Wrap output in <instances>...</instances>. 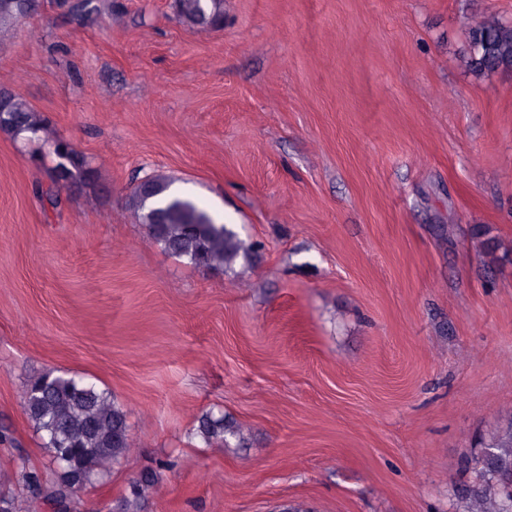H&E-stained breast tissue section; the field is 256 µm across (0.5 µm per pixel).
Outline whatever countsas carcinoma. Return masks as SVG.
I'll return each mask as SVG.
<instances>
[{
    "label": "carcinoma",
    "mask_w": 512,
    "mask_h": 512,
    "mask_svg": "<svg viewBox=\"0 0 512 512\" xmlns=\"http://www.w3.org/2000/svg\"><path fill=\"white\" fill-rule=\"evenodd\" d=\"M176 12L185 26L196 28L199 17L206 15L219 23L224 18V0H178ZM37 0H25L23 11L0 0V37L11 31L25 16L36 10ZM466 66L477 76L512 71V20L489 14L467 35ZM0 102L8 112L0 117V132L26 141L56 144L60 141L48 120L24 99L5 90ZM67 166V176L86 180L91 170L78 152ZM149 194L140 186L131 189L130 208L150 237L179 258L195 266L224 267L248 257L253 245L243 241L228 224H213V216L193 199L171 191V180L151 175L144 180ZM167 214V223H153L156 210ZM23 406L27 418L40 434L42 447L58 464L61 453L72 449L81 452L83 468L43 476L21 458L16 462L15 479L21 490L36 491L37 508L50 500L64 506L79 503L73 487H84L102 480L109 465L135 452L123 410L109 393L96 384L77 376L46 375L26 385ZM195 435L205 443L227 445L229 440L245 441L241 427L222 415L207 413L195 428ZM463 466L471 473V482L456 488L453 496L456 512H512V427L493 436L485 451L467 456ZM155 488L149 472L130 483L121 498L122 512H140Z\"/></svg>",
    "instance_id": "cac0c4a2"
}]
</instances>
